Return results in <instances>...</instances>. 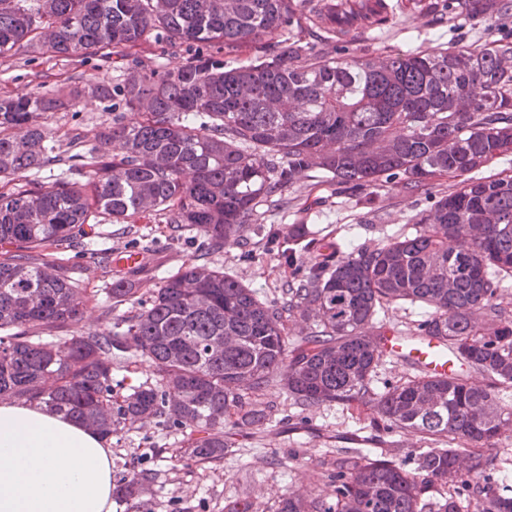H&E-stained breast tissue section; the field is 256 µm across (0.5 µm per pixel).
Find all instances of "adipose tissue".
Here are the masks:
<instances>
[{"label":"adipose tissue","instance_id":"ef3b65f1","mask_svg":"<svg viewBox=\"0 0 512 512\" xmlns=\"http://www.w3.org/2000/svg\"><path fill=\"white\" fill-rule=\"evenodd\" d=\"M112 451L81 424L0 403V512H112Z\"/></svg>","mask_w":512,"mask_h":512}]
</instances>
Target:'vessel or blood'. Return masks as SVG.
I'll use <instances>...</instances> for the list:
<instances>
[{"mask_svg":"<svg viewBox=\"0 0 512 512\" xmlns=\"http://www.w3.org/2000/svg\"><path fill=\"white\" fill-rule=\"evenodd\" d=\"M366 28H374L379 18L389 16L395 9H408V0H371ZM384 357L410 366L422 376L442 378L452 375L460 365L457 354L448 348L447 342L438 336L406 334L397 329H382L377 339Z\"/></svg>","mask_w":512,"mask_h":512,"instance_id":"vessel-or-blood-1","label":"vessel or blood"}]
</instances>
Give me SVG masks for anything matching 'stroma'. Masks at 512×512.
Masks as SVG:
<instances>
[{"instance_id":"1","label":"stroma","mask_w":512,"mask_h":512,"mask_svg":"<svg viewBox=\"0 0 512 512\" xmlns=\"http://www.w3.org/2000/svg\"><path fill=\"white\" fill-rule=\"evenodd\" d=\"M438 2L446 15L440 23L423 9L399 11L381 29L349 31L330 40L317 28L310 40L318 50L335 57L464 48L489 39L512 42V15L491 28L456 17L450 0ZM124 71L125 62L113 61L108 54L62 59L29 50L0 57V94L49 93L59 84L80 83L94 74L116 84ZM108 118L103 103L86 98L55 113L49 125L57 147L64 150L76 134L84 145H92ZM448 188L445 179L412 192L390 182L369 195L316 175L294 183L279 205L263 207L259 223L249 225L241 245L219 252H210L196 229H172L160 216L135 218L126 224L105 217L84 237L54 249L53 256L75 282L95 295L96 304L83 321L84 329L91 332L111 331L115 319L129 310L125 304L109 308L105 295L111 282L124 274L115 257L129 251L142 256L135 276L139 283L155 285L200 256L254 288L271 305L281 301L283 288L296 274L295 268L279 260L270 243L273 233L297 224L307 238L338 245L349 254L391 237L416 234L421 213ZM244 401L247 408L265 410L267 417L257 424L227 426L230 446L217 463L181 458L179 450L186 445L189 431L161 418L113 434L107 441L113 480L141 469L151 472L152 480L140 500L113 499L112 512H277L288 494L326 501L337 459L354 450L370 458L395 460L409 470L415 467L419 435L376 428L367 407L303 406L275 380L245 395Z\"/></svg>"}]
</instances>
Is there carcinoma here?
<instances>
[{
    "mask_svg": "<svg viewBox=\"0 0 512 512\" xmlns=\"http://www.w3.org/2000/svg\"><path fill=\"white\" fill-rule=\"evenodd\" d=\"M308 0H0V55L35 48L62 58L103 49L125 58L142 41L185 47L164 70L126 68L118 86L93 77L52 93L0 97V179L66 167L51 182L0 191V400L25 399L108 438L126 422L166 418L191 428L181 449L201 463L224 459V424L243 393L273 377L303 406L365 402L373 422L418 433L444 448H421L416 467L389 459L336 461L332 503L289 495L278 512H421L439 487L453 492L437 512H461L476 490L479 512H512L500 492L497 446L512 410V319L497 303L512 278V175L466 179L512 154V43L406 51L334 60L305 39L316 25ZM455 14L492 23L509 0H456ZM251 48L250 60L224 56ZM90 97L112 102V120L89 149L56 151L48 118ZM142 120L125 122V112ZM320 172L362 191L388 180L413 190L462 178L419 218L422 230L349 256L281 233L279 257L310 264L284 288L282 306L193 259L148 300L130 280L112 282L113 306L140 309L105 334L79 328L90 298L49 249L86 235L90 218L116 224L165 216L195 228L214 250L241 243L262 202L279 203L299 179ZM432 308L415 331L445 337L460 372L371 388L383 359L369 331L399 301ZM300 313L318 330L288 348L286 321ZM68 326L57 343L34 327ZM132 358L155 383L117 399L112 372ZM151 473L116 488L140 495Z\"/></svg>",
    "mask_w": 512,
    "mask_h": 512,
    "instance_id": "1",
    "label": "carcinoma"
}]
</instances>
